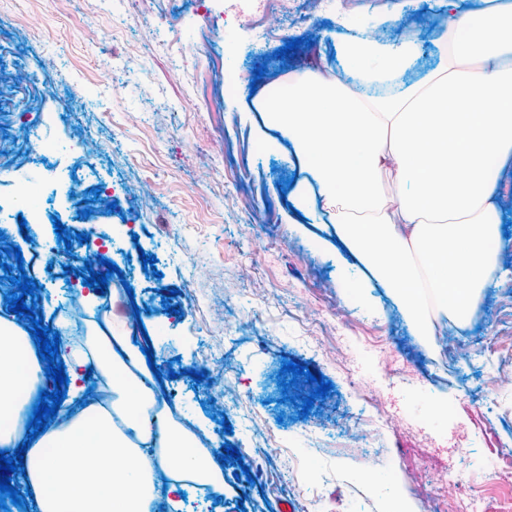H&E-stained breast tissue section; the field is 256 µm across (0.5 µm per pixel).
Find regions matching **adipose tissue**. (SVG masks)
Listing matches in <instances>:
<instances>
[{
    "mask_svg": "<svg viewBox=\"0 0 512 512\" xmlns=\"http://www.w3.org/2000/svg\"><path fill=\"white\" fill-rule=\"evenodd\" d=\"M447 70L401 90L390 81L420 56L418 40H336V58L371 96L312 74L292 83L268 117L288 134L311 180L309 212L335 205L338 240L391 292L418 331L471 321L498 266L500 170L512 160V0L449 10ZM402 189L389 208L382 176ZM71 362L94 365L105 396L50 426L25 453L36 512H151L155 473L224 488L207 450L175 427L153 390L129 371L111 336L90 326ZM38 362L28 337L0 323V450L25 437L20 413ZM179 465H171V457Z\"/></svg>",
    "mask_w": 512,
    "mask_h": 512,
    "instance_id": "obj_1",
    "label": "adipose tissue"
}]
</instances>
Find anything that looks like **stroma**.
I'll list each match as a JSON object with an SVG mask.
<instances>
[{"mask_svg":"<svg viewBox=\"0 0 512 512\" xmlns=\"http://www.w3.org/2000/svg\"><path fill=\"white\" fill-rule=\"evenodd\" d=\"M448 10L449 0H343L332 18L309 12L312 45L282 59L278 44L254 38L251 18L225 13L222 0H0V43L40 78L36 91L18 93L19 111L0 114V162L13 168L0 200H14L17 182H25L45 216L32 241L12 224L22 256L8 258L9 267L23 265L36 277L34 307L44 325L56 326L75 305L73 336L107 318L113 335H125L134 327L132 308H142L147 335L137 345L154 341L155 362H139L134 373L144 380L164 373L157 396L181 391L169 413L204 447L231 424L224 436L241 455L222 468L223 493L189 481L156 512H446L431 487L448 469L481 487L486 512L512 495V481L492 477L498 454L512 446V384L499 381L500 369L512 367V237L503 241L476 319L464 327L442 321L439 350L430 353L383 288H362L332 226L298 217L283 200L281 184L305 177L294 149L267 122L250 85L227 86L229 77L261 66L272 76L300 77L333 56L341 34L384 41L403 29L422 43L403 77L412 83L446 62ZM34 106L54 116L46 137L54 148L41 156L21 120ZM87 171L94 187L111 189L107 197L85 195L103 222L104 257L121 270L103 292L64 274L73 253L53 228L58 221L69 234L84 232L66 185ZM130 224L137 236L127 234ZM146 255L156 256L155 271L144 270ZM221 271L238 282L231 295L209 286L208 275ZM167 288L178 291L170 303L180 315L162 307ZM340 334L409 430L370 431V407L334 358ZM452 339L478 358L448 351ZM375 347L408 363L412 380L383 373ZM289 360L332 384L305 417L282 399L278 374ZM219 368L233 385L220 406L207 383L188 376ZM171 370L177 378H168ZM439 398L447 411H435ZM315 437L330 451L309 456ZM260 445L276 456L254 454ZM368 453L382 459L370 482L362 477ZM282 460L291 461L290 476H282ZM244 465L251 479H236Z\"/></svg>","mask_w":512,"mask_h":512,"instance_id":"stroma-1","label":"stroma"}]
</instances>
